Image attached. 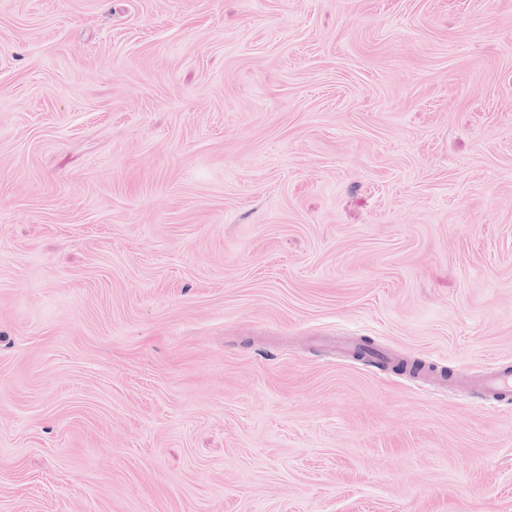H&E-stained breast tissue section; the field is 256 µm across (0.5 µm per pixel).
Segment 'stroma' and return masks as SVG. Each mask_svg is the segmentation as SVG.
Returning <instances> with one entry per match:
<instances>
[{"mask_svg": "<svg viewBox=\"0 0 512 512\" xmlns=\"http://www.w3.org/2000/svg\"><path fill=\"white\" fill-rule=\"evenodd\" d=\"M497 364L512 0H0V512H512ZM469 387L471 397L477 399L505 398L512 394V366H499L472 380Z\"/></svg>", "mask_w": 512, "mask_h": 512, "instance_id": "35a3bbf8", "label": "stroma"}]
</instances>
